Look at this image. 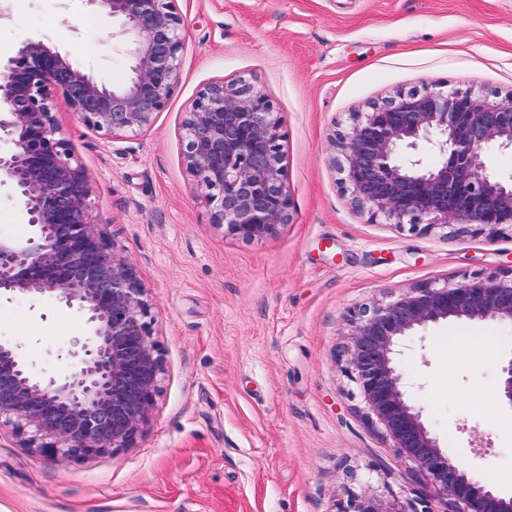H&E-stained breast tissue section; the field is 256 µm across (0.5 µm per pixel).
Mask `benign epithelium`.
<instances>
[{
	"instance_id": "1",
	"label": "benign epithelium",
	"mask_w": 512,
	"mask_h": 512,
	"mask_svg": "<svg viewBox=\"0 0 512 512\" xmlns=\"http://www.w3.org/2000/svg\"><path fill=\"white\" fill-rule=\"evenodd\" d=\"M174 0H88L121 22L132 76L120 88L98 83L68 55L24 43L0 63V183L14 189L33 236L0 240V295L50 297L86 316L60 377H32L18 347L0 341V419L30 432L48 457L92 458L131 447L154 403L162 362L149 305L132 265L98 229L92 180L56 122L63 106L112 136L151 126L173 90L184 35ZM186 160L199 177L214 221L244 241L290 221L281 165V120L250 82L214 83L186 113ZM427 146L437 161L420 153ZM342 184L374 219L427 234L512 230V179L490 166L487 150H512V95L424 86L374 104L337 134ZM454 320L512 322V272L454 286L409 288L383 306L353 311L346 373L392 447L448 497V512H512V496L445 453L413 405L397 367L408 336ZM501 400L512 407V358L501 368ZM339 512H435L365 492Z\"/></svg>"
}]
</instances>
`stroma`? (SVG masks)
I'll use <instances>...</instances> for the list:
<instances>
[{
    "label": "stroma",
    "mask_w": 512,
    "mask_h": 512,
    "mask_svg": "<svg viewBox=\"0 0 512 512\" xmlns=\"http://www.w3.org/2000/svg\"><path fill=\"white\" fill-rule=\"evenodd\" d=\"M185 45L166 108L112 137L56 111L93 180L100 229L145 287L162 359L154 406L129 448L52 461L0 423V512H339L352 496L428 499L415 464L366 420L345 372L350 314L423 284L512 271V232L422 235L357 208L330 139L356 113L437 84L512 96V0H176ZM118 22L86 0H0V61L27 40L96 81L130 76ZM251 82L283 123L291 220L245 242L213 221L182 123L215 81ZM32 229L0 184V239ZM85 324L46 298L0 299V339L31 374ZM512 324L455 321L407 339L398 362L448 456L512 495V407L499 373Z\"/></svg>",
    "instance_id": "1"
}]
</instances>
